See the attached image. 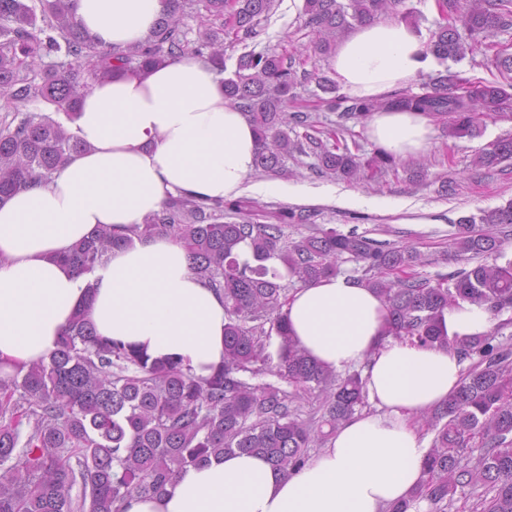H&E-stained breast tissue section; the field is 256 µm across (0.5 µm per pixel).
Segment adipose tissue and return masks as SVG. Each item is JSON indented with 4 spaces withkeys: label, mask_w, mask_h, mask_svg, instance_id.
Instances as JSON below:
<instances>
[{
    "label": "adipose tissue",
    "mask_w": 512,
    "mask_h": 512,
    "mask_svg": "<svg viewBox=\"0 0 512 512\" xmlns=\"http://www.w3.org/2000/svg\"><path fill=\"white\" fill-rule=\"evenodd\" d=\"M168 7V0H72L79 27L117 50L144 42ZM429 61L414 27L374 20L337 47L331 74L342 95L383 99L417 80ZM71 130L86 151L49 183L0 205V372L54 351L90 283L97 336L211 375L224 360V300L192 274L180 243L140 231L172 195L300 200L302 189L252 180L254 128L227 103L224 75L205 58L113 72L91 86ZM367 134L394 158H416L431 144L433 120L384 110L369 117ZM101 224L127 243L93 273H77L61 257ZM283 312L287 337L319 365L360 369L372 411L355 413L297 470L285 474L245 453L212 457L180 470L162 494L130 497L123 512H388L409 499L429 450L415 419L459 387L465 361L451 349L386 335L385 303L346 277L296 288ZM492 323L486 307L467 302L442 315L451 338L489 333Z\"/></svg>",
    "instance_id": "adipose-tissue-1"
}]
</instances>
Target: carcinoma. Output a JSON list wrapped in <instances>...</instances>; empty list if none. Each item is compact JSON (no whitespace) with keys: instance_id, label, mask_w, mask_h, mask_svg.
Masks as SVG:
<instances>
[{"instance_id":"obj_1","label":"carcinoma","mask_w":512,"mask_h":512,"mask_svg":"<svg viewBox=\"0 0 512 512\" xmlns=\"http://www.w3.org/2000/svg\"><path fill=\"white\" fill-rule=\"evenodd\" d=\"M40 2L38 16L26 0H0V100L15 106L40 99L65 120L15 109L10 121L0 123V203L48 180L85 149L67 123L94 82L118 68L134 71L184 55L206 57L224 71L227 50L256 36L274 4L171 0L145 43L115 50L98 48L82 31L71 0ZM394 5L395 0H304L306 26L326 54L350 21L390 16ZM436 8L428 44L435 60L458 61L487 40L494 51L488 63L503 82L470 83L448 71L423 82L419 93L406 90L385 100L322 98V106L344 117L389 108L448 117V135L455 138L480 135L478 114L511 109L512 44L495 38L512 31V0H436ZM191 14L203 18L194 39L185 28ZM311 81L325 94L336 92L333 80L302 68L292 55L264 49L237 57L224 94L254 126L257 170L286 175V160L304 152L288 129L311 127L309 115L288 112V101ZM305 139L319 150L323 170L349 181L395 164L379 150L363 161L345 145L329 148L309 134ZM507 160L512 161V138L485 146L475 165L493 169ZM508 226L512 203L455 225L447 259L477 264L433 284L414 272L427 259L413 246L385 248L334 228L290 239L281 224L224 221L222 202L169 197L140 235L164 233L183 243L191 271L224 295L223 364L196 378L177 360H152L129 345L100 339L85 309H78L48 358L0 378V512H120L126 497L158 494L184 466L216 453L255 454L285 473L301 467L311 448L366 406L364 384L359 371H327L295 343L283 341L273 353L268 347L272 336L285 338L283 277L306 284L334 276L342 257L360 264L358 281L385 301L389 335L452 347L469 360L457 393L420 415L434 432L425 480L411 501L390 512H407L422 501L431 512H446L458 493L473 498L472 512H512V344L488 334L454 343L439 324L445 309L465 301L495 315L512 310V260L496 263ZM125 243L104 224L63 260L79 273L89 272ZM242 243L248 258L239 252ZM490 257L494 263H485ZM272 258L287 275L267 265ZM267 374L292 390L254 382ZM25 425L31 431L23 440ZM78 483L82 492L75 500L71 491Z\"/></svg>"}]
</instances>
